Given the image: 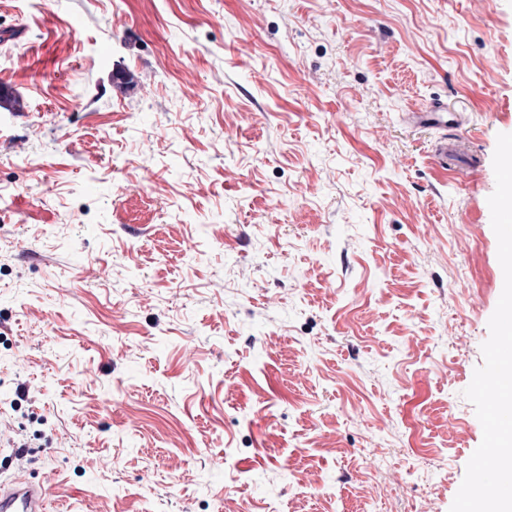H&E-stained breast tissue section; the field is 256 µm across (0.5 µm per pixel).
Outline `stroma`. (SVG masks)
Listing matches in <instances>:
<instances>
[{
	"label": "stroma",
	"mask_w": 512,
	"mask_h": 512,
	"mask_svg": "<svg viewBox=\"0 0 512 512\" xmlns=\"http://www.w3.org/2000/svg\"><path fill=\"white\" fill-rule=\"evenodd\" d=\"M1 93L0 486L449 512L504 285L512 0H0ZM431 100L466 181L406 121ZM467 153L470 152L465 141L457 139L448 141L447 134H442L433 147L435 164L444 172L456 171L454 166L457 159Z\"/></svg>",
	"instance_id": "1"
}]
</instances>
